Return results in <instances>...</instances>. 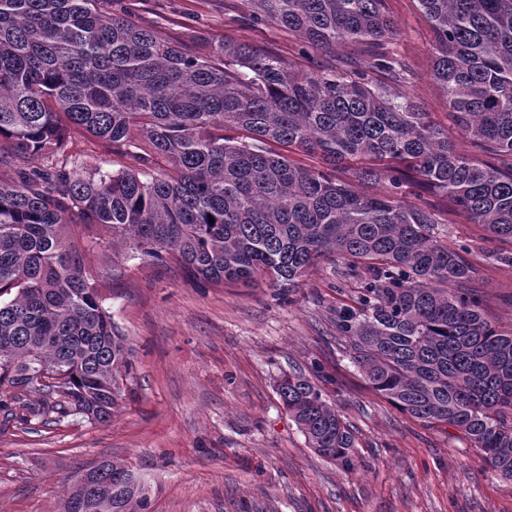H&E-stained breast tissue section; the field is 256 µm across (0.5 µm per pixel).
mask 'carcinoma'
I'll list each match as a JSON object with an SVG mask.
<instances>
[{"label":"carcinoma","instance_id":"obj_1","mask_svg":"<svg viewBox=\"0 0 512 512\" xmlns=\"http://www.w3.org/2000/svg\"><path fill=\"white\" fill-rule=\"evenodd\" d=\"M112 0H0V410L21 425L107 420L130 390V353L66 228L96 224L172 260L200 284L265 277L296 286L325 255L357 284L332 309L367 385L426 424L457 429L512 478V331L470 288L472 245L433 235L427 185L490 242L512 243V0H416L433 33L432 78L463 149L406 94L412 70L387 51V0H240V17L365 59L296 69L264 47L189 33L172 40ZM83 130L155 166L88 175L28 166ZM317 155L305 167L273 148ZM369 160L359 192L336 169ZM512 268V248L486 251ZM319 364L277 394L309 447L357 468L350 426ZM36 394L38 399L30 396ZM71 486L64 512H146L138 474L116 461Z\"/></svg>","mask_w":512,"mask_h":512}]
</instances>
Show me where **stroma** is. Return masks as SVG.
Masks as SVG:
<instances>
[{"label":"stroma","instance_id":"obj_1","mask_svg":"<svg viewBox=\"0 0 512 512\" xmlns=\"http://www.w3.org/2000/svg\"><path fill=\"white\" fill-rule=\"evenodd\" d=\"M237 0H121L123 12L177 37L196 30L267 47L302 69L334 56L363 58L365 45L301 53L296 36L235 22ZM403 35L390 49L414 75L406 91L457 136L433 81L432 34L414 0H387ZM66 167L115 171L130 156L83 131L53 159ZM448 246L478 248L486 232L421 195ZM74 242L100 285L103 307L129 349L133 392L103 423L74 416L24 428L0 424V512H63L71 472L102 461L143 480L147 512H512V480L491 468L460 433L426 425L370 389L336 340L329 310L348 302L335 258L320 259L287 290L266 279L251 287L193 286L170 261L143 260L132 240L77 225ZM472 282L488 319L512 328V269L473 253ZM320 359L335 374L331 402L350 425L360 459L347 472L309 448L282 408L276 380Z\"/></svg>","mask_w":512,"mask_h":512}]
</instances>
